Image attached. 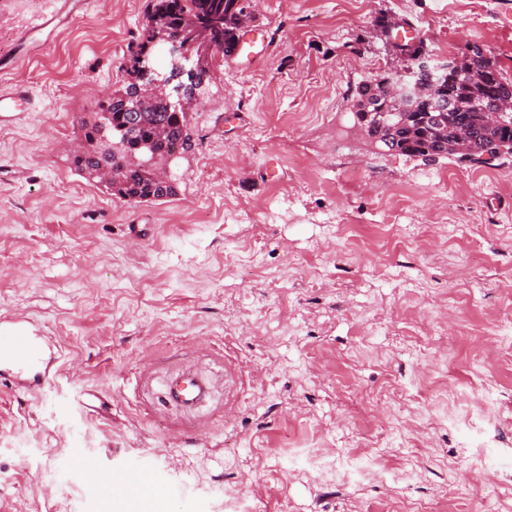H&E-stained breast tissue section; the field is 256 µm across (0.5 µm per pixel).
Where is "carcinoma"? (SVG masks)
<instances>
[{
	"mask_svg": "<svg viewBox=\"0 0 512 512\" xmlns=\"http://www.w3.org/2000/svg\"><path fill=\"white\" fill-rule=\"evenodd\" d=\"M249 0H154L140 33V42L129 50L122 64L127 78L124 85L111 90L98 109L77 117L80 149L72 152L75 169L97 178L98 162L119 165L122 180L108 183L112 194L133 205L176 195L170 182L159 185L141 167L136 145L153 142L158 151L172 155L190 146L188 120L183 112H171L166 97L137 101L144 76L139 58L153 50L160 33L183 35L205 43L211 54H232L240 39V24L250 18ZM212 79L208 67L201 66L185 84H176L183 92H194ZM437 86L426 97L404 101V125L395 142V153L424 156L440 153L456 133L466 129L479 153L493 156L512 154V111L502 121L489 125L485 113L494 111L502 97L512 89L499 60L475 46L452 59L449 69L435 73ZM393 78L378 76L357 86L355 114L368 138L376 145L386 144V126L391 124L394 106Z\"/></svg>",
	"mask_w": 512,
	"mask_h": 512,
	"instance_id": "obj_1",
	"label": "carcinoma"
}]
</instances>
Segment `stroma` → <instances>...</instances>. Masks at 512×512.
I'll return each mask as SVG.
<instances>
[{
  "label": "stroma",
  "instance_id": "obj_1",
  "mask_svg": "<svg viewBox=\"0 0 512 512\" xmlns=\"http://www.w3.org/2000/svg\"><path fill=\"white\" fill-rule=\"evenodd\" d=\"M45 0H0V333L41 374L0 371V512H100L141 465L193 494L169 512H512V157L391 154L352 117L412 22L441 59L477 45L512 81V0H259L253 66L213 60L169 166L131 205L72 165L81 113L121 85L151 0H80L36 47ZM213 374L188 416L167 370ZM91 455L88 484L70 458ZM41 336H35L26 329L13 330L8 336H0V357L17 354L21 361L25 360L27 354L33 355V361L18 365L19 368L27 370L33 366L42 365L43 350Z\"/></svg>",
  "mask_w": 512,
  "mask_h": 512
}]
</instances>
